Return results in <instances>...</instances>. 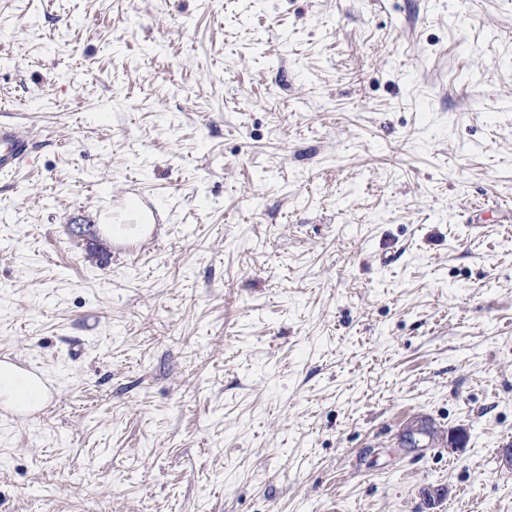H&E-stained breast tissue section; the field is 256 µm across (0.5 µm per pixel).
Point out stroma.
<instances>
[{
    "label": "stroma",
    "instance_id": "35a3bbf8",
    "mask_svg": "<svg viewBox=\"0 0 512 512\" xmlns=\"http://www.w3.org/2000/svg\"><path fill=\"white\" fill-rule=\"evenodd\" d=\"M0 117V512H512V0H0ZM30 153L28 132L10 121L0 122V171L20 167ZM0 397L11 406L38 407L46 396L45 387L16 371L9 365L26 371L34 378L39 372L30 364L22 362L13 353H0Z\"/></svg>",
    "mask_w": 512,
    "mask_h": 512
}]
</instances>
